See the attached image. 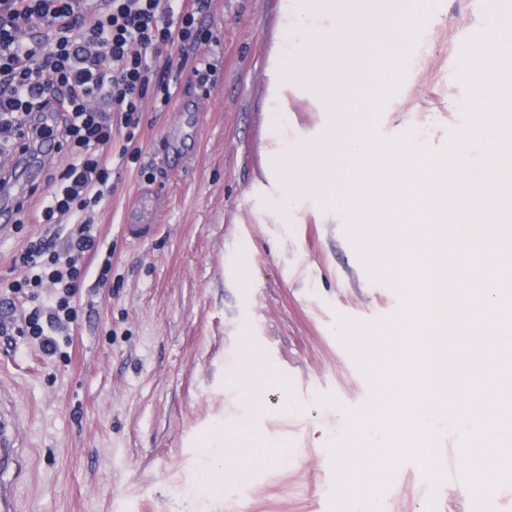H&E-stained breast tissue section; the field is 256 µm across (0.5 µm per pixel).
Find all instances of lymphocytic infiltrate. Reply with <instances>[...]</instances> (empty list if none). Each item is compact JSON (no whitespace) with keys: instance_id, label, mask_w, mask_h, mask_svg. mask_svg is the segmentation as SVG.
<instances>
[{"instance_id":"obj_1","label":"lymphocytic infiltrate","mask_w":512,"mask_h":512,"mask_svg":"<svg viewBox=\"0 0 512 512\" xmlns=\"http://www.w3.org/2000/svg\"><path fill=\"white\" fill-rule=\"evenodd\" d=\"M205 0H0V155H24L52 136L68 162L50 177L42 217L74 219L64 252L52 239L28 241L14 262L27 272L14 289L50 284L45 310L25 319L48 356L77 319L72 300L97 254L93 211L112 193V129L135 133L147 94L169 103L173 91L157 63L172 45L195 49Z\"/></svg>"}]
</instances>
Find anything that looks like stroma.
I'll list each match as a JSON object with an SVG mask.
<instances>
[{"label":"stroma","mask_w":512,"mask_h":512,"mask_svg":"<svg viewBox=\"0 0 512 512\" xmlns=\"http://www.w3.org/2000/svg\"><path fill=\"white\" fill-rule=\"evenodd\" d=\"M278 0H208L196 51L171 47L162 65L175 91L168 106L146 100L137 139L115 135L114 191L96 219L100 256L82 261L78 321L54 358L20 329L0 334V389L29 472L16 486L18 512H332L331 446L347 410L367 403L370 383L337 333L339 317L374 322L408 301L373 279L347 234L343 211L296 209L263 224L265 67ZM435 17L398 56L404 76L390 102L362 118L363 135L444 150L466 120L469 86L461 54L471 33H495L478 0H435ZM211 64L206 86L193 72ZM154 191L156 229L134 243L128 209ZM62 224L0 217V284L22 278L15 255L27 240H64ZM278 381L261 407L237 385L247 351ZM238 439L284 445L285 460L260 462L249 484L222 495L203 486L211 454L201 441L217 424ZM463 435L439 428L444 477L433 483L411 451L379 490L381 512H474L453 474L465 466Z\"/></svg>","instance_id":"obj_1"}]
</instances>
